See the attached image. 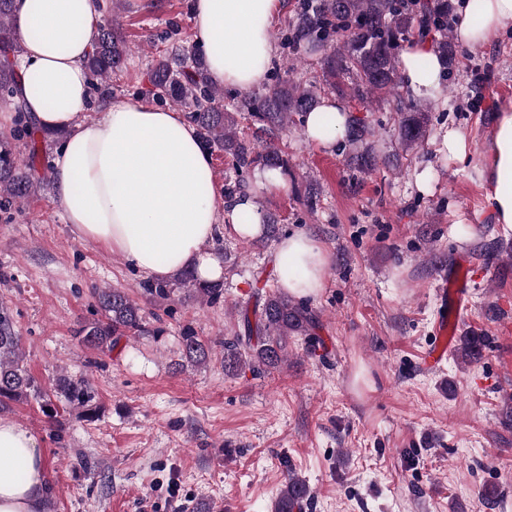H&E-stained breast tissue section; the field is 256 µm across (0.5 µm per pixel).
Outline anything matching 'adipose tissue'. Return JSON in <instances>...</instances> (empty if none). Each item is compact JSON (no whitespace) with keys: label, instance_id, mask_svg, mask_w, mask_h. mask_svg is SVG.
I'll use <instances>...</instances> for the list:
<instances>
[{"label":"adipose tissue","instance_id":"1","mask_svg":"<svg viewBox=\"0 0 512 512\" xmlns=\"http://www.w3.org/2000/svg\"><path fill=\"white\" fill-rule=\"evenodd\" d=\"M196 41L208 77L217 86L248 91L261 85L275 58L271 28L284 0H190ZM13 22L23 38L19 67L25 107L47 130L67 131L56 155L57 201L75 233L121 255L140 272L165 280L185 267L215 281L224 266L207 252L224 229L220 208L252 212L251 197L216 207L211 159L183 115L143 101L103 103L96 118L81 120L90 99L84 65L101 23L96 0H14ZM512 28V0H462L457 41L480 49ZM430 61L415 68L416 57ZM442 70L429 44L402 57L403 86L414 96L437 87ZM347 115L331 99L310 112L304 137L331 147ZM481 178L496 223L512 230V106L501 110L483 156ZM329 251L304 232L282 238L276 249L278 283L298 298L323 292ZM46 463L36 437L0 417V512H43Z\"/></svg>","mask_w":512,"mask_h":512}]
</instances>
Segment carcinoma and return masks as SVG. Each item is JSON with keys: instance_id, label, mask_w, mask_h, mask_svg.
<instances>
[{"instance_id": "obj_1", "label": "carcinoma", "mask_w": 512, "mask_h": 512, "mask_svg": "<svg viewBox=\"0 0 512 512\" xmlns=\"http://www.w3.org/2000/svg\"><path fill=\"white\" fill-rule=\"evenodd\" d=\"M450 0H421L410 10L405 0H302L288 25V42L305 45L318 55L322 82L338 95L367 107L396 104L402 113L398 137L405 150L422 145L425 139L428 106H402L403 84L399 48L412 36L421 38L431 31L442 64L454 63L456 50L448 36ZM13 0H0V101L14 105L16 126L0 132V206L12 205L38 191L47 180L39 171L43 145L50 131L37 126L17 101L21 75L16 70L22 45L12 24ZM132 49L118 30L117 16L103 22L85 59L92 79H110L122 71ZM287 74L263 93L242 99L238 110H224V90L209 82L204 55L196 47H183L173 55H161L152 66L150 93L160 103L167 101L188 109L187 118L196 126L208 151L218 149L230 158L237 172L259 169H288V155L282 149V134L305 122L307 114L320 105L321 87L301 86ZM247 113L257 127L251 133L239 128L238 115ZM370 126L361 119L349 121L348 142L355 146L360 166L376 165V156L367 139ZM181 289L195 300L216 304L224 298V285L201 281L191 270L180 271L175 280L147 281L143 291L152 298L167 299ZM101 318L82 326L80 342L100 352L112 350L122 337L146 332L142 308L121 288L94 290ZM245 335L224 339V372L233 374L245 367L254 373L276 368L286 361L288 338L306 336L316 342V317L307 304L268 292L257 299L253 310L243 314ZM491 346L487 336L461 338L460 354L466 361H477ZM182 358L192 365H203L209 347L193 328H183ZM53 392L72 408L92 420L97 408L91 405L93 389L84 378L58 377ZM36 379L22 364L21 336L6 310L0 308V408L10 401L31 397L45 400ZM310 500L307 481L287 466L283 486L274 502V512H303Z\"/></svg>"}]
</instances>
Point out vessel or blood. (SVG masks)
<instances>
[{
	"label": "vessel or blood",
	"instance_id": "1",
	"mask_svg": "<svg viewBox=\"0 0 512 512\" xmlns=\"http://www.w3.org/2000/svg\"><path fill=\"white\" fill-rule=\"evenodd\" d=\"M475 276L469 257L463 253L457 255L448 268L440 273L434 290L438 304L434 343L426 352V367H438L447 357L453 341V327L469 312L470 284Z\"/></svg>",
	"mask_w": 512,
	"mask_h": 512
}]
</instances>
